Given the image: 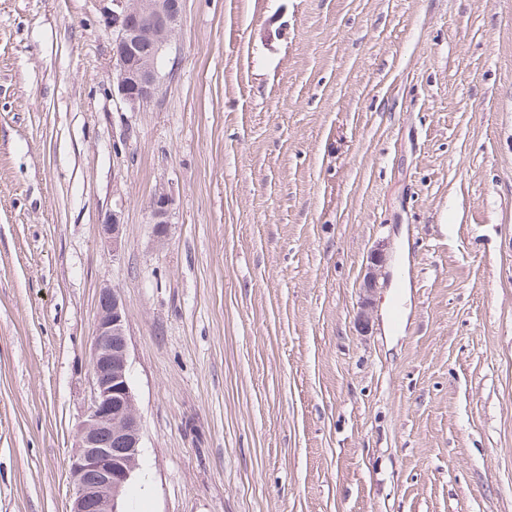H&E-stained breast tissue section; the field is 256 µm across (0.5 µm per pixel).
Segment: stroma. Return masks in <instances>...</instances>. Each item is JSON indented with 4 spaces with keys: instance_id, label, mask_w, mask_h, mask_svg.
<instances>
[{
    "instance_id": "obj_1",
    "label": "stroma",
    "mask_w": 512,
    "mask_h": 512,
    "mask_svg": "<svg viewBox=\"0 0 512 512\" xmlns=\"http://www.w3.org/2000/svg\"><path fill=\"white\" fill-rule=\"evenodd\" d=\"M100 7L0 0V512L69 506L106 286L130 512H512V0H184L135 112ZM171 205V196L161 188L155 193L149 203L153 236L157 242H162L169 231V210ZM385 245H381L374 249L369 256V263L367 266V272L362 284L363 296V313L361 315L362 321L368 324L367 311L370 308V301L372 296L375 294L379 286V278L382 275V268L386 262Z\"/></svg>"
}]
</instances>
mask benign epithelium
Masks as SVG:
<instances>
[{
	"mask_svg": "<svg viewBox=\"0 0 512 512\" xmlns=\"http://www.w3.org/2000/svg\"><path fill=\"white\" fill-rule=\"evenodd\" d=\"M100 2L103 22L113 35L114 94L130 110H138L157 95V57L178 33L182 0ZM170 205L171 196L163 188L149 203L152 233L158 242L168 235ZM122 228L118 212L100 225V233L112 243L114 255L121 248ZM385 262V246L370 253L362 284L365 323ZM90 379L92 400L75 425L70 512H123L122 495L140 468L142 422L130 381L125 306L115 288L105 287L99 292Z\"/></svg>",
	"mask_w": 512,
	"mask_h": 512,
	"instance_id": "7a95c632",
	"label": "benign epithelium"
}]
</instances>
